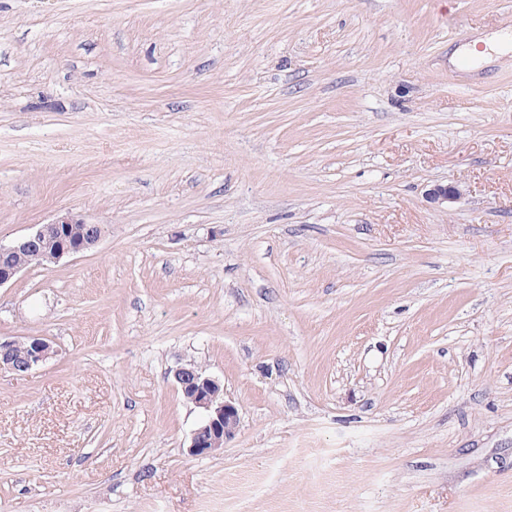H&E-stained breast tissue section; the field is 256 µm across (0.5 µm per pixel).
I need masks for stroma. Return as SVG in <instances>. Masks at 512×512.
<instances>
[{"instance_id": "obj_1", "label": "stroma", "mask_w": 512, "mask_h": 512, "mask_svg": "<svg viewBox=\"0 0 512 512\" xmlns=\"http://www.w3.org/2000/svg\"><path fill=\"white\" fill-rule=\"evenodd\" d=\"M512 0H0V512H512ZM436 184L453 202H430ZM196 363L238 408L192 456ZM478 44H483L484 49H478ZM510 51V36L508 30H502L492 37L485 40H477L471 43L470 47L465 50L466 56L473 62L483 61L490 52H494L499 56H505ZM77 224L82 225L83 228H76ZM101 229L98 224H87L83 220L75 218V216L65 215L51 223L40 225L33 232L15 242L0 244V254L16 253L20 255L37 247H39L40 252V246L44 245L46 237H53L52 245L40 252L47 262L46 266H50L59 263L65 257L79 254L94 247L101 237ZM77 232L80 233V236L73 239ZM43 258L37 252H31L23 260V263L27 264L28 267L44 265ZM32 338L18 341L17 348L15 349L16 356L24 354L25 349L29 346V342ZM11 341H0V369H8L13 372H29L40 365L44 364L48 359L52 358L56 350L52 344L40 337L34 338L31 342L30 347L27 348L26 356L23 362L13 360V357L9 355V349L11 348Z\"/></svg>"}]
</instances>
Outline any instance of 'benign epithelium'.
Segmentation results:
<instances>
[{"label": "benign epithelium", "instance_id": "benign-epithelium-1", "mask_svg": "<svg viewBox=\"0 0 512 512\" xmlns=\"http://www.w3.org/2000/svg\"><path fill=\"white\" fill-rule=\"evenodd\" d=\"M427 196L434 203L444 204L456 200L460 196V190L455 186L436 185L428 190ZM48 237L54 238V241L41 254L47 264L54 265L65 257L94 247L101 237V228L97 224H88L72 215H65L37 227L15 242L0 244V254L20 255L44 245ZM10 348V342L0 341V369L13 372H29L56 353L52 344L40 337L34 338L21 362L13 360L9 355ZM173 378L183 397L203 414L200 424L191 435L189 452L194 456H210L222 450L224 444L235 436L239 425L235 404L225 399L224 388L217 380L206 375L202 368L194 364L175 369Z\"/></svg>", "mask_w": 512, "mask_h": 512}]
</instances>
